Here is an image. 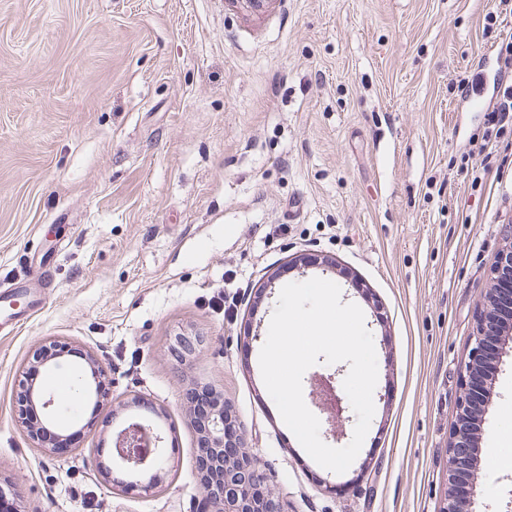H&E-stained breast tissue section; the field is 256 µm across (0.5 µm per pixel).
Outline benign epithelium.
I'll use <instances>...</instances> for the list:
<instances>
[{
  "instance_id": "7a95c632",
  "label": "benign epithelium",
  "mask_w": 512,
  "mask_h": 512,
  "mask_svg": "<svg viewBox=\"0 0 512 512\" xmlns=\"http://www.w3.org/2000/svg\"><path fill=\"white\" fill-rule=\"evenodd\" d=\"M487 294L468 361L460 373L456 426L448 446V495L441 512H470L475 497L476 425L488 406L493 362L500 361L502 355L500 333L504 318H512V245L502 249ZM202 344L197 336H180L173 349L181 362ZM79 381L88 401L98 408L108 406L103 370L89 357L79 366ZM37 405L44 410L45 424L30 428V432L39 438L55 423L54 396L42 389L28 388L17 397L18 418L26 424L27 411ZM317 405L327 413L331 424L343 422L346 407L329 377L320 378ZM190 426L197 434L198 476L206 501L214 507L212 512H282L273 494H257L266 485L267 473L247 449L241 428L231 427L225 404L202 420L192 418ZM164 441V431L151 419L139 416L129 420L115 433L112 450L113 466L125 478H112L110 483L132 491H147L160 485L162 474L169 467Z\"/></svg>"
}]
</instances>
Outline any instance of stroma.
Returning a JSON list of instances; mask_svg holds the SVG:
<instances>
[{
    "label": "stroma",
    "mask_w": 512,
    "mask_h": 512,
    "mask_svg": "<svg viewBox=\"0 0 512 512\" xmlns=\"http://www.w3.org/2000/svg\"><path fill=\"white\" fill-rule=\"evenodd\" d=\"M488 0H0V287L45 299L0 324V494L15 512H201L187 389L230 406L283 512H440L477 313L512 240V132L487 114L512 14ZM473 83L481 107L456 88ZM318 277L373 336L375 413L349 469L320 467L283 422L259 352L281 289ZM199 351L176 363L179 336ZM74 357L105 370L110 415L59 450L15 395ZM479 422L473 512H512L496 463L512 347ZM158 408L170 471L120 491L112 435Z\"/></svg>",
    "instance_id": "stroma-1"
}]
</instances>
